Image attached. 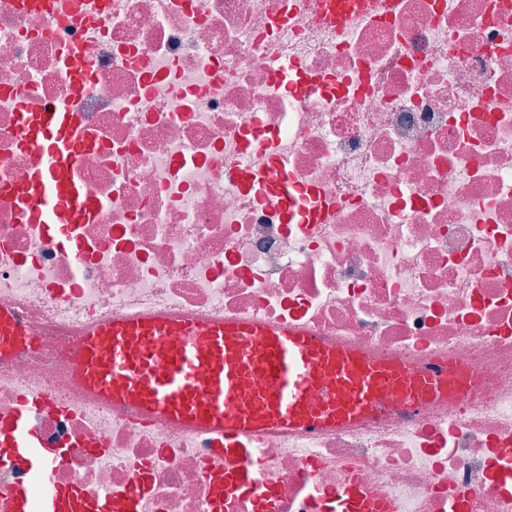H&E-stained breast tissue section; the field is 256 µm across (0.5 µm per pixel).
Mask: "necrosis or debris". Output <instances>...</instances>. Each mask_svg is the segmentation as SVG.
<instances>
[{
  "instance_id": "4bbe7bcc",
  "label": "necrosis or debris",
  "mask_w": 512,
  "mask_h": 512,
  "mask_svg": "<svg viewBox=\"0 0 512 512\" xmlns=\"http://www.w3.org/2000/svg\"><path fill=\"white\" fill-rule=\"evenodd\" d=\"M324 4L0 0V306L30 336L0 359V422L33 403L41 445L68 448L55 481L110 512L131 495L139 512H336L351 489L395 512H512V0H363L334 21ZM51 107L89 136L71 177L90 207L62 239L12 191L19 113ZM128 312L300 326L478 377L223 454L78 394L76 338ZM240 461L267 497L237 483Z\"/></svg>"
}]
</instances>
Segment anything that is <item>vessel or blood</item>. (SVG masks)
<instances>
[{
    "mask_svg": "<svg viewBox=\"0 0 512 512\" xmlns=\"http://www.w3.org/2000/svg\"><path fill=\"white\" fill-rule=\"evenodd\" d=\"M19 135L30 155L16 187L23 210L39 215L50 207L57 223H73L85 195L67 179L85 139L75 115L52 108L34 119L22 116ZM25 336L13 311L1 306L0 356ZM160 359L166 367L159 371ZM71 370L97 398L205 431L221 448L269 431L345 426L369 417L390 397L411 404L456 383L449 369L418 375L400 361L370 358L297 326L182 316L129 315L95 324L79 339ZM313 391L323 402L311 409ZM27 415L20 408L0 425V460L23 461L39 493L33 498L15 488L6 512H105L103 502L53 480L64 451L38 446Z\"/></svg>",
    "mask_w": 512,
    "mask_h": 512,
    "instance_id": "1",
    "label": "vessel or blood"
}]
</instances>
